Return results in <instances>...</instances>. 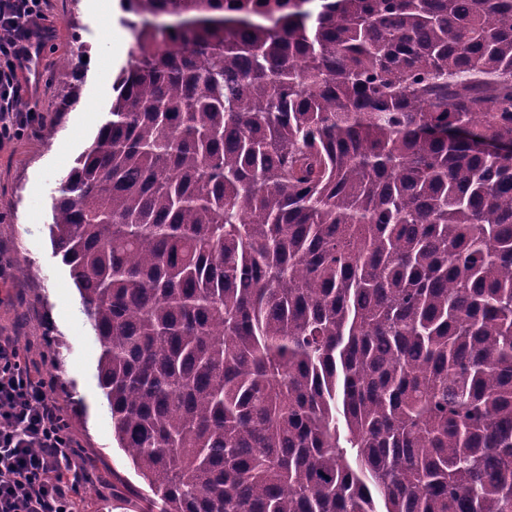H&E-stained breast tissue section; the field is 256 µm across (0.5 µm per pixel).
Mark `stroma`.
I'll return each mask as SVG.
<instances>
[{"instance_id":"stroma-1","label":"stroma","mask_w":512,"mask_h":512,"mask_svg":"<svg viewBox=\"0 0 512 512\" xmlns=\"http://www.w3.org/2000/svg\"><path fill=\"white\" fill-rule=\"evenodd\" d=\"M132 19L118 7L103 14L96 0H45L34 23L39 54L18 73L31 122L0 142V334L16 337L22 363L49 382L77 453L96 460L93 480L72 492L79 512H135V499L112 484L143 481L113 435L96 377L99 344L48 226L52 196L93 142L112 83L131 60ZM78 43L107 57L106 76L83 63L63 66ZM75 85L82 106L62 111Z\"/></svg>"}]
</instances>
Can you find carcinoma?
Masks as SVG:
<instances>
[{
    "label": "carcinoma",
    "mask_w": 512,
    "mask_h": 512,
    "mask_svg": "<svg viewBox=\"0 0 512 512\" xmlns=\"http://www.w3.org/2000/svg\"><path fill=\"white\" fill-rule=\"evenodd\" d=\"M49 235L142 512H512V0H122Z\"/></svg>",
    "instance_id": "obj_1"
}]
</instances>
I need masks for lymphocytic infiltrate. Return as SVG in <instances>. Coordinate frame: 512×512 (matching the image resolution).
<instances>
[{
  "instance_id": "obj_1",
  "label": "lymphocytic infiltrate",
  "mask_w": 512,
  "mask_h": 512,
  "mask_svg": "<svg viewBox=\"0 0 512 512\" xmlns=\"http://www.w3.org/2000/svg\"><path fill=\"white\" fill-rule=\"evenodd\" d=\"M44 0H0V142L22 123L17 70L30 56L34 16ZM65 431L47 381L0 336V512H76L75 483L92 480Z\"/></svg>"
}]
</instances>
